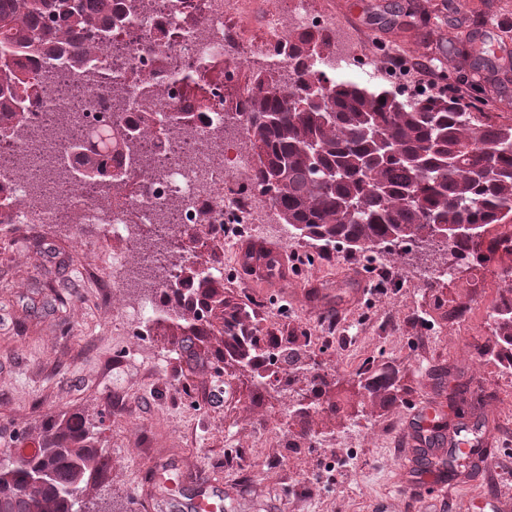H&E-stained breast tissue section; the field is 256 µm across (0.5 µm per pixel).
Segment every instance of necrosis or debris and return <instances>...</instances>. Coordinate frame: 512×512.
I'll use <instances>...</instances> for the list:
<instances>
[{
	"label": "necrosis or debris",
	"mask_w": 512,
	"mask_h": 512,
	"mask_svg": "<svg viewBox=\"0 0 512 512\" xmlns=\"http://www.w3.org/2000/svg\"><path fill=\"white\" fill-rule=\"evenodd\" d=\"M250 0H195L191 9L180 0H154L130 25L112 33L114 44L124 46L129 62L121 80L134 85L144 70L163 80L169 95L153 106V127L166 124L173 108L189 104V88L175 75V68L193 69L209 75V112L198 118L201 139L163 135L147 146L156 158V178L144 181L135 192L120 191L111 204L100 206L89 199L80 185L38 186L30 178H13L16 148L0 141V184L6 185L18 205L10 214L13 224H94L99 229L92 250L112 246L113 285L130 288V259L138 254L140 225L157 223L168 214L173 224L229 225L231 232L256 235L265 217L261 205L266 196L251 178L252 153L236 138L218 131L220 114H230L229 126L242 130L243 107L228 91L238 82L241 67L258 62L271 64L276 73L289 69L288 37L305 31L319 32L324 54L333 56L341 77L364 73L367 61L358 51L357 36L327 11L321 0H275L264 34L252 40L242 35L239 21ZM157 45L144 54L142 45ZM81 112L84 135L104 124L123 122L105 92L90 86L85 90Z\"/></svg>",
	"instance_id": "necrosis-or-debris-1"
}]
</instances>
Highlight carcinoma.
<instances>
[{
  "mask_svg": "<svg viewBox=\"0 0 512 512\" xmlns=\"http://www.w3.org/2000/svg\"><path fill=\"white\" fill-rule=\"evenodd\" d=\"M142 8L141 0H0V136L10 139L22 156L14 175L26 174L32 141H59L78 112H61L60 123L33 128L30 109L44 101L49 76L33 68L30 56L50 58L57 66L56 86L79 79L111 89L115 106L124 107L126 92L114 85L104 52L112 45V27L124 24ZM293 47L288 86L254 69L245 89L243 134L255 157L252 177L264 187L279 221L291 235L350 249L400 244L419 246L430 239L432 224L473 226V234L444 241L461 259H484L500 251L512 255V124L480 121L455 99L420 97L404 101L382 84L328 78L314 59L321 41L316 32L299 34ZM194 106L176 108L170 116L183 137L200 136L193 108H207L206 82L194 72L183 75ZM135 94L147 107L162 99L164 88L150 76ZM155 133L141 121L95 131L100 149L66 150L78 169L57 171L64 183L91 180L95 201L112 202L122 189L112 175V162L124 166L126 180L153 176L142 151ZM493 224L503 231L491 239L478 235ZM159 234L142 236L141 248L163 264L137 268V283L160 280L156 270L180 271L165 282L159 321L184 330L177 347L189 362L199 356L195 340L214 330L224 346L247 362L264 355L261 338L244 335L240 320L224 317V292L214 287L212 268L196 261L175 224ZM502 366L512 370V297L493 315ZM358 386L379 396L396 390L397 378L384 369L357 373ZM31 456L0 451V512H96L90 491L112 470L97 447L90 423L75 415L57 414L35 437Z\"/></svg>",
  "mask_w": 512,
  "mask_h": 512,
  "instance_id": "1",
  "label": "carcinoma"
}]
</instances>
